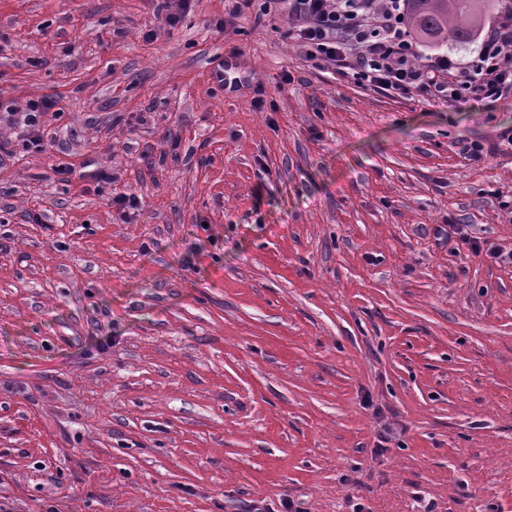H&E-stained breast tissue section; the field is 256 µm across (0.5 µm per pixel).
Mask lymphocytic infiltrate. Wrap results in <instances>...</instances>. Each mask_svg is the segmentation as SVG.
Masks as SVG:
<instances>
[{
    "instance_id": "f902f5d3",
    "label": "lymphocytic infiltrate",
    "mask_w": 512,
    "mask_h": 512,
    "mask_svg": "<svg viewBox=\"0 0 512 512\" xmlns=\"http://www.w3.org/2000/svg\"><path fill=\"white\" fill-rule=\"evenodd\" d=\"M297 40L309 57L333 63L341 76L392 96L426 95L453 104L512 95V6L482 33L468 61L425 54L406 23L408 0H284ZM56 105L30 101L23 116L0 103V117L22 119L23 148L42 149L40 116Z\"/></svg>"
}]
</instances>
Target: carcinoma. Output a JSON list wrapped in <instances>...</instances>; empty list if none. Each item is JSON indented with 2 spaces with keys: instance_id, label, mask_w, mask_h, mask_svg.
<instances>
[{
  "instance_id": "carcinoma-1",
  "label": "carcinoma",
  "mask_w": 512,
  "mask_h": 512,
  "mask_svg": "<svg viewBox=\"0 0 512 512\" xmlns=\"http://www.w3.org/2000/svg\"><path fill=\"white\" fill-rule=\"evenodd\" d=\"M493 0H409V24L428 41L464 44L481 26L482 12Z\"/></svg>"
}]
</instances>
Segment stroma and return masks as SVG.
I'll return each instance as SVG.
<instances>
[{
	"mask_svg": "<svg viewBox=\"0 0 512 512\" xmlns=\"http://www.w3.org/2000/svg\"><path fill=\"white\" fill-rule=\"evenodd\" d=\"M157 5L0 0V101H56L0 164V512H512V97ZM194 2L193 0H162L158 4V13L166 26L175 28ZM56 105V101L49 96L32 100L27 105V112H23L22 121L26 127V134L22 139V147L41 150L44 143V133L40 127V116L48 112Z\"/></svg>",
	"mask_w": 512,
	"mask_h": 512,
	"instance_id": "stroma-1",
	"label": "stroma"
}]
</instances>
